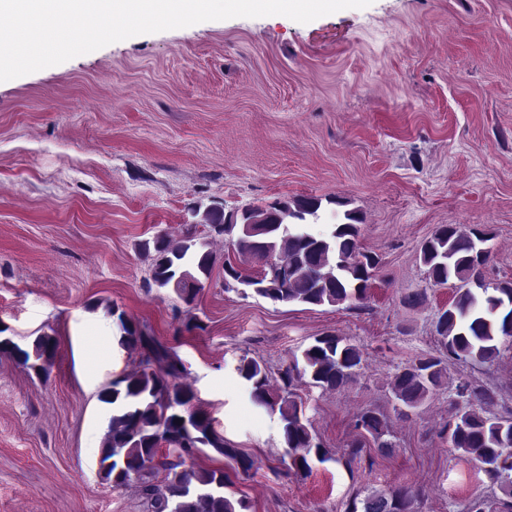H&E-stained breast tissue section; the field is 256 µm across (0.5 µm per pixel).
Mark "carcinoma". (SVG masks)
Here are the masks:
<instances>
[{
	"label": "carcinoma",
	"instance_id": "obj_1",
	"mask_svg": "<svg viewBox=\"0 0 512 512\" xmlns=\"http://www.w3.org/2000/svg\"><path fill=\"white\" fill-rule=\"evenodd\" d=\"M322 201L297 197L268 206H252L225 213L211 208L195 213L199 220L186 224L181 238L164 235L139 244L150 261V281L158 288H174L192 305L210 277L216 256L198 227L224 237L225 246L254 264L250 274L224 259V286H242L280 304L367 307L379 260L360 244L362 217L344 212V222L327 233L302 228L317 216ZM493 236L486 229L443 224L421 246L426 279L438 286L451 285L448 307L438 312L434 328L444 357L423 355L397 369L390 390L399 415L418 410L443 386H448L449 419L442 428L448 447L476 461L496 490L488 498L471 502L466 512H512V412L497 413L496 392L460 378L447 384L445 360L492 363L500 350L498 338L512 339V283L485 281L482 268L491 259ZM279 256L286 266L264 264ZM118 345L141 355L138 367L110 382L101 391L102 402L112 406L100 447L102 481L114 488L136 485L145 512H245L246 502L224 496V471L197 466L195 460L210 448L238 464L243 471L254 463L242 456L214 428L213 418L194 407V391L180 382L185 365L175 351L148 334L138 323L118 315ZM57 342L41 335L32 350L9 338L0 339V354L25 369L46 374L54 363ZM364 362L363 349L345 336L324 334L314 338L301 356L281 372L283 386L276 389L256 359L246 356L235 367L247 385L252 403L279 414L287 473L305 475L310 460H330L306 417L305 403L296 387L304 384L323 391H343L354 383ZM354 428L369 435L382 454L396 447L389 417L376 408L361 410ZM417 493L408 488L366 490L348 512H417Z\"/></svg>",
	"mask_w": 512,
	"mask_h": 512
}]
</instances>
